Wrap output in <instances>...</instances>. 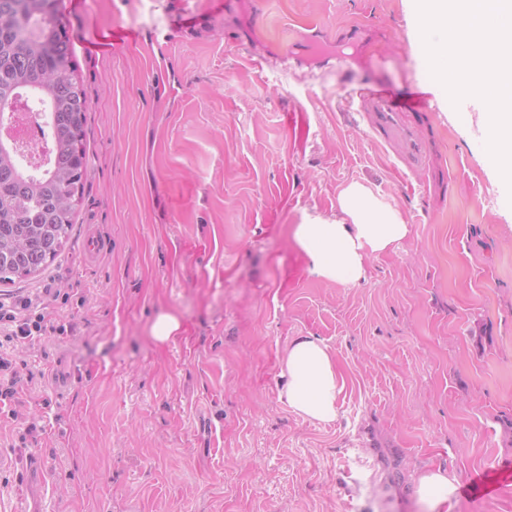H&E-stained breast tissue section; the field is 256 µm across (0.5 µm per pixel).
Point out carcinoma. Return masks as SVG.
<instances>
[{"label":"carcinoma","instance_id":"carcinoma-1","mask_svg":"<svg viewBox=\"0 0 512 512\" xmlns=\"http://www.w3.org/2000/svg\"><path fill=\"white\" fill-rule=\"evenodd\" d=\"M26 94L53 140L46 167L27 168L0 139V284L36 274L59 257L83 195L87 99L72 44L47 0H0V116Z\"/></svg>","mask_w":512,"mask_h":512}]
</instances>
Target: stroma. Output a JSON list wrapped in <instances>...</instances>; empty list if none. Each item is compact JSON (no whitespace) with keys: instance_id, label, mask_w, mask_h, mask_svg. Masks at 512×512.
<instances>
[{"instance_id":"obj_1","label":"stroma","mask_w":512,"mask_h":512,"mask_svg":"<svg viewBox=\"0 0 512 512\" xmlns=\"http://www.w3.org/2000/svg\"><path fill=\"white\" fill-rule=\"evenodd\" d=\"M189 2V31L178 0L57 2L89 104L84 194L65 251L0 301L59 289L47 312L75 330L17 352L36 377L0 413V512H424L419 469L511 465L508 190L457 114L421 113L409 170L348 95L439 99L409 0ZM350 180L411 235L341 287L304 272L290 229ZM168 311L181 332L161 344ZM296 336L336 352L334 422L278 399ZM180 331V319L173 312L159 314L151 329L154 339L160 343L168 342L175 336H178Z\"/></svg>"}]
</instances>
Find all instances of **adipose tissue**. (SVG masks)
I'll return each instance as SVG.
<instances>
[{
	"label": "adipose tissue",
	"mask_w": 512,
	"mask_h": 512,
	"mask_svg": "<svg viewBox=\"0 0 512 512\" xmlns=\"http://www.w3.org/2000/svg\"><path fill=\"white\" fill-rule=\"evenodd\" d=\"M330 217L304 215L292 239L304 255L310 276L339 286H356L367 277L371 259L400 247L411 226L402 209L369 184L350 181L336 192ZM345 378L335 353L321 339L297 336L280 360L279 398L312 423L335 420ZM416 493L430 512H450L457 484L440 467L424 468Z\"/></svg>",
	"instance_id": "obj_1"
}]
</instances>
